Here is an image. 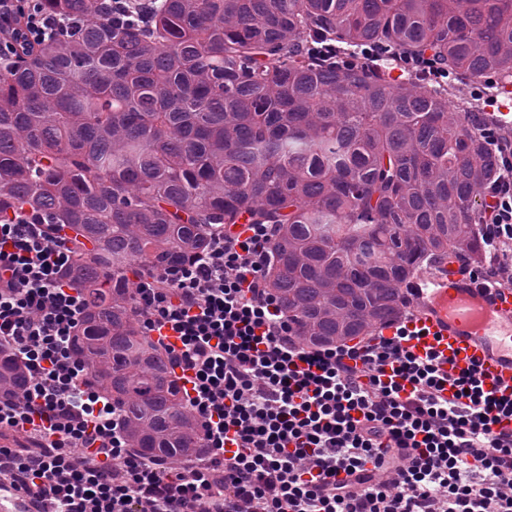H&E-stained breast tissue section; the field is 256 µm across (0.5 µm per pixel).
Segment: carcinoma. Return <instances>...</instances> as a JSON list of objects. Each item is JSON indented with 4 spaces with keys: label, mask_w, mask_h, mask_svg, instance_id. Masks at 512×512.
<instances>
[{
    "label": "carcinoma",
    "mask_w": 512,
    "mask_h": 512,
    "mask_svg": "<svg viewBox=\"0 0 512 512\" xmlns=\"http://www.w3.org/2000/svg\"><path fill=\"white\" fill-rule=\"evenodd\" d=\"M44 2L83 26L0 65V220L72 231L87 310L71 349L138 455L208 451L135 322V267L182 263L244 216L273 224L267 288L321 347L372 335L423 273L482 251L498 161L467 88L512 79V0H164L123 27L97 0ZM324 44L348 60L311 54ZM373 44L433 57L453 87L406 70L393 88ZM23 382L1 351L0 385Z\"/></svg>",
    "instance_id": "obj_1"
}]
</instances>
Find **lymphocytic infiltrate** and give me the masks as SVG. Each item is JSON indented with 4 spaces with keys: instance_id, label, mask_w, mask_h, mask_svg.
<instances>
[{
    "instance_id": "lymphocytic-infiltrate-1",
    "label": "lymphocytic infiltrate",
    "mask_w": 512,
    "mask_h": 512,
    "mask_svg": "<svg viewBox=\"0 0 512 512\" xmlns=\"http://www.w3.org/2000/svg\"><path fill=\"white\" fill-rule=\"evenodd\" d=\"M41 0H0V60L66 30ZM481 227L485 284L512 270V137ZM275 227L212 234L188 262L140 273L135 316L165 345L210 455L190 466L127 446L120 410L86 383L71 339L86 310L62 272L75 242L27 216L0 223V350L25 385L0 393V491L34 512H512V392L473 370L451 377L416 333L308 347L265 281ZM233 449H226V442Z\"/></svg>"
}]
</instances>
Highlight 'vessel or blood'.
Returning <instances> with one entry per match:
<instances>
[{
  "label": "vessel or blood",
  "mask_w": 512,
  "mask_h": 512,
  "mask_svg": "<svg viewBox=\"0 0 512 512\" xmlns=\"http://www.w3.org/2000/svg\"><path fill=\"white\" fill-rule=\"evenodd\" d=\"M416 292L414 319L430 331L416 354L435 351L445 373L473 368L493 389H512V288L484 285L450 263Z\"/></svg>",
  "instance_id": "b4317fda"
}]
</instances>
